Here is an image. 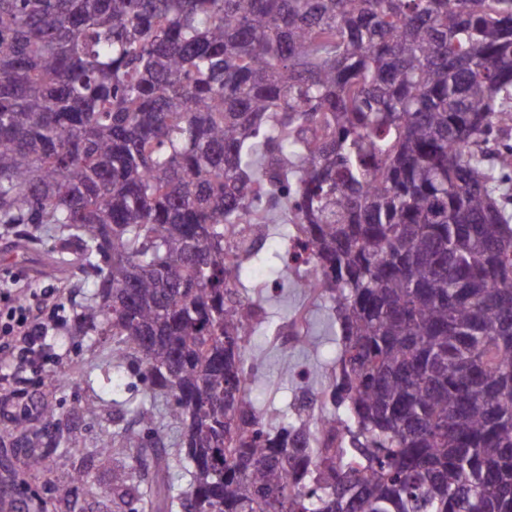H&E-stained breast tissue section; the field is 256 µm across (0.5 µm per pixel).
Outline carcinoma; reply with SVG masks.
Here are the masks:
<instances>
[{"instance_id":"obj_1","label":"carcinoma","mask_w":512,"mask_h":512,"mask_svg":"<svg viewBox=\"0 0 512 512\" xmlns=\"http://www.w3.org/2000/svg\"><path fill=\"white\" fill-rule=\"evenodd\" d=\"M512 0H0V227L57 232L92 294L71 323L174 401L188 512H512ZM316 259L336 369L319 412L251 398L265 294L224 225ZM0 422L46 466L72 443ZM112 499L140 451L105 438ZM53 484L77 510L74 484Z\"/></svg>"}]
</instances>
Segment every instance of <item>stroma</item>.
Here are the masks:
<instances>
[{
	"instance_id": "1",
	"label": "stroma",
	"mask_w": 512,
	"mask_h": 512,
	"mask_svg": "<svg viewBox=\"0 0 512 512\" xmlns=\"http://www.w3.org/2000/svg\"><path fill=\"white\" fill-rule=\"evenodd\" d=\"M55 240L44 235L39 249L33 250L22 245L16 237L0 235V280L10 277L26 279L29 286L36 289H56L60 292L62 314L72 318L77 306L89 297L90 288H74L66 291L62 282L45 276L43 260L52 250ZM304 298L299 289L289 288L285 293H272L264 302V324L257 330L251 341L265 348L269 358L262 371L265 375L263 387L253 391L252 396L264 408L271 419L289 420L295 418L298 405L302 401L301 371L313 370L317 377H324L333 366L335 342L327 329L328 312L315 307L310 312L308 334L320 345L318 357L303 353L298 344L282 346L275 337L278 327L289 321L294 308L303 306ZM112 348L111 339L102 336H75L70 331H56L53 349L44 369L38 374L37 382L30 387L28 396L31 402H39L42 395H49L57 412L70 418L76 425V440L67 448H61L48 460L50 476L32 474L27 484H19L15 474L24 470L22 460L10 454L0 453V483L14 488L21 503L39 505L52 498L51 480L67 477L73 462L87 461L94 455L101 440L112 432H130L136 435L148 452L149 460L163 456L170 458L169 478L172 492L181 499H189L192 476L189 465L177 458L183 427L170 414L166 398H157L154 410L157 417L153 430L139 427L133 413L134 408L148 399L149 390L134 363H127L119 369L122 377L120 389H113L107 378L106 362ZM60 374L74 377L75 385L51 386V375ZM99 401L102 411L93 419L81 418L78 410L88 400ZM76 494L84 512H102L111 508L112 512H129V507L113 501L110 495V482L107 473L91 470L87 484L78 486Z\"/></svg>"
}]
</instances>
